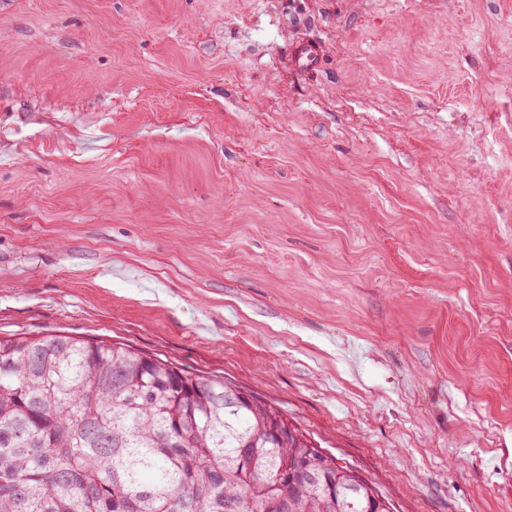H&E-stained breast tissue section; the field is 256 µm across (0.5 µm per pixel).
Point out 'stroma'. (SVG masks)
<instances>
[{
  "label": "stroma",
  "mask_w": 512,
  "mask_h": 512,
  "mask_svg": "<svg viewBox=\"0 0 512 512\" xmlns=\"http://www.w3.org/2000/svg\"><path fill=\"white\" fill-rule=\"evenodd\" d=\"M48 334L512 512V0H0V336Z\"/></svg>",
  "instance_id": "stroma-1"
}]
</instances>
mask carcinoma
Returning a JSON list of instances; mask_svg holds the SVG:
<instances>
[{"label": "carcinoma", "instance_id": "1", "mask_svg": "<svg viewBox=\"0 0 512 512\" xmlns=\"http://www.w3.org/2000/svg\"><path fill=\"white\" fill-rule=\"evenodd\" d=\"M218 376L123 344L0 337V512H391L349 484L288 467L291 444Z\"/></svg>", "mask_w": 512, "mask_h": 512}]
</instances>
